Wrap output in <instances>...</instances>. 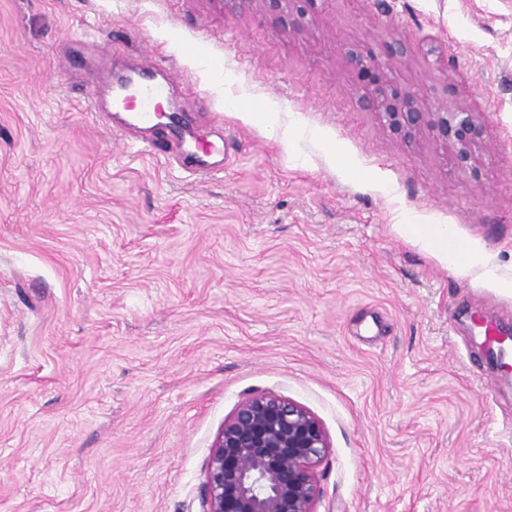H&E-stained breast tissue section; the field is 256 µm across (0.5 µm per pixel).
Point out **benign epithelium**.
Segmentation results:
<instances>
[{
    "label": "benign epithelium",
    "instance_id": "7a95c632",
    "mask_svg": "<svg viewBox=\"0 0 512 512\" xmlns=\"http://www.w3.org/2000/svg\"><path fill=\"white\" fill-rule=\"evenodd\" d=\"M273 8L305 18L316 0H267ZM346 62L355 73L363 106L404 140L427 130L452 149L455 168L480 177L477 151L484 146L488 119L448 93L429 94L402 86L407 64L403 44L386 45L385 55L353 45ZM327 433L306 407L272 392L241 399L224 419L206 465L204 512H315L316 470L328 456Z\"/></svg>",
    "mask_w": 512,
    "mask_h": 512
}]
</instances>
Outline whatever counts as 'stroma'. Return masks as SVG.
<instances>
[{
    "mask_svg": "<svg viewBox=\"0 0 512 512\" xmlns=\"http://www.w3.org/2000/svg\"><path fill=\"white\" fill-rule=\"evenodd\" d=\"M394 41L404 85L488 115L479 180L361 107L346 51ZM147 57L190 120L157 142L222 145L214 176L113 124ZM476 317L512 328V0H317L300 29L263 0H0V512H202L260 390L329 436L315 512H512ZM398 226L418 237L443 257L458 259L461 247L455 240L453 230L447 225L399 224Z\"/></svg>",
    "mask_w": 512,
    "mask_h": 512,
    "instance_id": "obj_1",
    "label": "stroma"
}]
</instances>
